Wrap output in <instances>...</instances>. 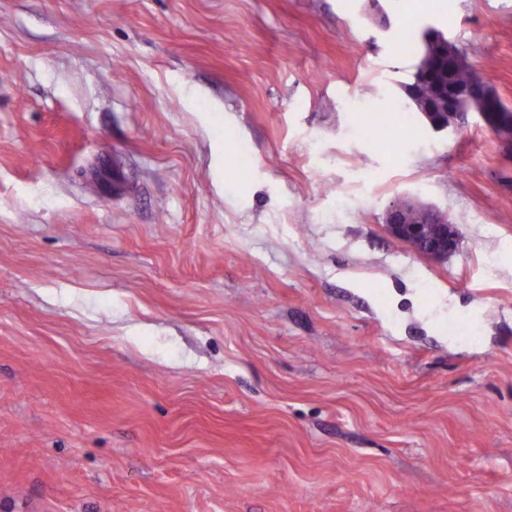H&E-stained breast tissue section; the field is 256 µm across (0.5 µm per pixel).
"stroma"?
<instances>
[{
  "label": "stroma",
  "mask_w": 512,
  "mask_h": 512,
  "mask_svg": "<svg viewBox=\"0 0 512 512\" xmlns=\"http://www.w3.org/2000/svg\"><path fill=\"white\" fill-rule=\"evenodd\" d=\"M430 28L512 107V0H0V512H512V143L363 134ZM432 212L427 220L416 222L409 216V208L406 200L393 203L388 209L385 229L389 235L409 245L413 250L427 256L433 252L448 255L452 252L457 243V232L455 226L448 222L446 215L438 210L429 208ZM428 224H440L443 231L440 237H435ZM440 254H433L431 259L441 262L446 257Z\"/></svg>",
  "instance_id": "35a3bbf8"
}]
</instances>
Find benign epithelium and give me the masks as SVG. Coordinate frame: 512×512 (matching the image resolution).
Instances as JSON below:
<instances>
[{"label": "benign epithelium", "instance_id": "1", "mask_svg": "<svg viewBox=\"0 0 512 512\" xmlns=\"http://www.w3.org/2000/svg\"><path fill=\"white\" fill-rule=\"evenodd\" d=\"M474 96L475 93L471 88L464 91L452 89L448 94V111L439 114L425 112L424 119L436 132L450 131L466 116L463 109L455 106L456 99ZM480 97L483 107L474 109V112L496 136L512 140V115L506 113L504 107L497 105L494 93L485 90ZM385 229L389 235L409 245L423 256L433 252L446 255L455 249L457 243L455 226L448 222L446 215L434 209L428 219L416 222L410 218L405 200L390 206Z\"/></svg>", "mask_w": 512, "mask_h": 512}]
</instances>
